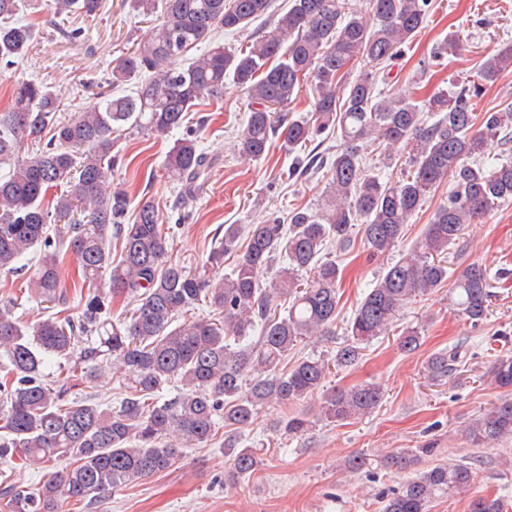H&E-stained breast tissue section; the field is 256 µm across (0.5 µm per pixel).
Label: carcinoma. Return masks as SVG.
I'll return each instance as SVG.
<instances>
[{"label":"carcinoma","instance_id":"1","mask_svg":"<svg viewBox=\"0 0 512 512\" xmlns=\"http://www.w3.org/2000/svg\"><path fill=\"white\" fill-rule=\"evenodd\" d=\"M152 25L139 47L112 68L118 86L151 75L134 96L94 94L75 117L59 114L56 91L30 80L14 84L13 104L0 111V278L26 269L30 288L44 302L70 307L60 269L67 256L77 264L86 290L80 311H43L35 323L14 315L12 301L0 300V459L13 456L48 467L36 488L5 476L0 480V512H58L60 500L93 503L116 490L172 467L185 448H203L224 420V455L232 481L259 465L242 432L263 406H293L324 388L331 367L358 363L362 345L385 334L397 312L419 294L450 283L448 300L456 315L476 326L488 313L493 288L488 270L471 263L448 274V247L464 227L512 200V162L487 164L493 143L512 139V106L478 115L475 100L484 83L512 72V43L487 55L478 79L421 102L414 92L387 93L381 69L421 29L431 0H366V13L348 0H292L287 13L244 49L232 50L213 33L243 31L269 15L272 0H127ZM101 0H53L57 17L96 15ZM20 0H0V64L7 66L32 49L33 26L16 20ZM198 57L188 53L200 44ZM367 61L371 71L349 77ZM230 77L252 99L237 148L262 157L276 134L288 147L311 142L328 130L340 140L327 168L325 207L319 213L295 208L288 223L272 218L249 227L245 250L231 273L218 277L224 253L236 248L241 228L224 225V241L210 254V266L192 271L167 260L170 236L157 205L143 200L133 223H126L129 197L112 186L120 162L115 134L125 131L166 137L181 128L201 103L224 93ZM315 82L314 119L286 120L271 111L293 101L304 80ZM49 139L39 152L22 154L30 139ZM370 144L383 147L387 165L405 157L396 176L383 177L363 161ZM213 165L195 139L176 140L166 156L168 177L194 197L199 179ZM448 196L426 225L418 250L388 267L357 305L347 326V343L331 359L307 357L282 368L288 352L307 336H324L336 322L340 268L324 254L331 244L350 247L360 226L370 254L395 248L406 224L442 181ZM120 244L112 258L110 242ZM276 270L271 285L260 277ZM137 303L130 316L112 319L115 295ZM286 313L272 314L277 300ZM206 302L224 316L220 323L179 315ZM424 329L400 336L404 352L421 345ZM74 370L46 381V370L73 357ZM116 358L127 376L117 408L93 394L66 398L67 385L105 376L100 357ZM454 347L426 363L433 382L457 371ZM491 383L512 387V355L497 357ZM183 388L159 404L154 397L174 380ZM382 400L373 385L334 389L320 407L321 418L341 422L375 409ZM288 434L305 431L300 414L285 416ZM476 447L512 437V395L507 394L466 428ZM424 445L382 456L389 470L403 471ZM474 483L464 463L438 465L411 478L384 498L382 512H430L439 498L466 494ZM471 512H502L500 499L475 498Z\"/></svg>","mask_w":512,"mask_h":512}]
</instances>
